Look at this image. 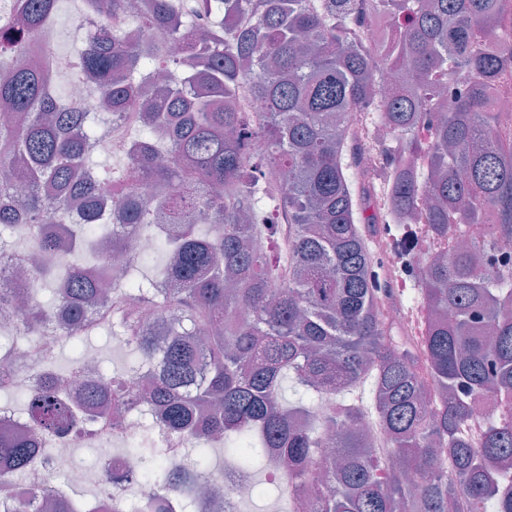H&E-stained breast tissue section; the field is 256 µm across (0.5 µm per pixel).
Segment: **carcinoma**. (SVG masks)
I'll use <instances>...</instances> for the list:
<instances>
[{"label": "carcinoma", "instance_id": "1", "mask_svg": "<svg viewBox=\"0 0 512 512\" xmlns=\"http://www.w3.org/2000/svg\"><path fill=\"white\" fill-rule=\"evenodd\" d=\"M22 2L20 28L54 23L60 0ZM196 8L208 17L199 44L183 29L186 0H153L138 19L153 34L143 46L120 25L130 0H82L86 37L71 70L106 96L107 115L62 103L59 68L42 47L0 31V57L23 58L0 71V102L12 111L0 123V197L26 183L32 218L0 207V229L26 244L30 290L17 335L44 329V263L61 257L57 301L84 335L110 319L139 360L156 361L149 397L159 422L176 437L224 433L231 469L267 468L277 452L290 512H453L462 494L472 512H512V413L488 422L478 447L457 433L472 396L493 393L512 407V286H496L492 246L512 236V138L489 111L512 77V42L498 33L512 0H382L369 12L362 0H196ZM360 16L381 44L367 42ZM385 71L393 84L380 100ZM246 87L265 102L263 116L243 108ZM353 112H376L395 130L381 172L392 236L408 240L415 224L434 239L450 225L486 228L441 259L405 251L427 314L422 366L379 318L388 289L343 163ZM130 119L124 166L97 168L91 139ZM256 139L265 151L251 149ZM102 185L125 197L115 217L103 209ZM283 211L288 254L275 255L260 242L276 234ZM111 220L122 229L116 246L144 233L161 243L169 261L158 276L175 287L160 294L153 280L135 279L141 253L125 268V290L107 297L108 253L78 261L73 241L99 239L97 225ZM205 224L219 232H200ZM146 312L176 321L152 333ZM130 373L107 376V387L85 382L77 398L61 386L28 390L24 414L36 433L67 429L81 413L116 421ZM425 373L446 392L434 409L422 399ZM368 376L370 413L399 460L393 469L372 461L357 431L365 411L346 400ZM288 377L293 404L280 396ZM37 451L33 438L0 435V479L24 472ZM121 456L140 459L139 480L166 491L154 512H171L172 499L194 502L190 475L211 472L202 459L174 469L138 442ZM50 508L109 512L99 502L84 511L72 497Z\"/></svg>", "mask_w": 512, "mask_h": 512}]
</instances>
